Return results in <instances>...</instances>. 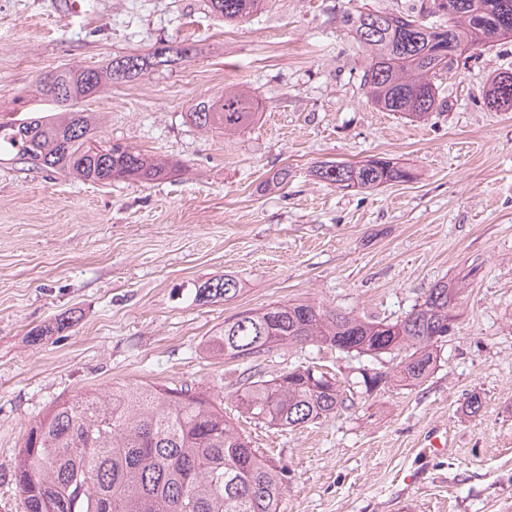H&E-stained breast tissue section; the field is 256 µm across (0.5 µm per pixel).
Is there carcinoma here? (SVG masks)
Masks as SVG:
<instances>
[{
	"label": "carcinoma",
	"mask_w": 512,
	"mask_h": 512,
	"mask_svg": "<svg viewBox=\"0 0 512 512\" xmlns=\"http://www.w3.org/2000/svg\"><path fill=\"white\" fill-rule=\"evenodd\" d=\"M448 21L428 24L436 0H419L404 14L362 7L342 10V24L369 52L361 75L366 99L383 112L412 122L442 112V80L456 73L462 49L512 41V0H453ZM227 25L260 10L261 0H209ZM191 46L171 41L147 53L115 55L104 66L57 68L39 80L53 112H23L0 119V155H14L40 170L83 182L153 183L176 177L177 162L154 159L97 132L94 113L81 102L103 87L142 77L187 59ZM485 99L512 110V72L490 80ZM259 111L251 94L224 89L198 100L187 121L205 131L236 133ZM321 180L345 190L410 182L413 170L383 157L357 163L327 162ZM461 285L440 281L421 303L395 322L311 304H284L242 312L206 340V349L228 359L253 358L274 347L312 345L357 356L401 353L400 379L424 382L437 362L439 340ZM239 283L224 276L196 296L236 297ZM346 398L335 377L298 366L266 378L242 374L235 403L240 415L278 428L329 417ZM286 470L251 446L224 407L203 390L164 382H136L109 390L89 388L57 401L27 433L14 481L26 512H281Z\"/></svg>",
	"instance_id": "cac0c4a2"
}]
</instances>
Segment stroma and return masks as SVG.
I'll return each instance as SVG.
<instances>
[{
    "label": "stroma",
    "instance_id": "1",
    "mask_svg": "<svg viewBox=\"0 0 512 512\" xmlns=\"http://www.w3.org/2000/svg\"><path fill=\"white\" fill-rule=\"evenodd\" d=\"M412 2L267 0L228 26L208 0H91L83 20L54 0H0L1 115L50 110L44 72L165 40L195 47L84 104L104 138L181 163L179 176L97 185L0 156V512H24L14 467L31 423L80 390L133 380L223 400L286 468L283 512H512V111L484 102L492 76L512 70V42L472 50L442 86L451 110L428 123L379 111L360 86L368 54L338 10ZM232 85L258 99L254 124L226 136L187 123L199 97ZM373 156L417 180L348 191L313 174ZM225 275L236 298L196 301ZM450 280L466 283L457 327L417 386L393 379L390 355L281 346L249 362L205 348L244 311L301 302L394 321ZM62 318L67 329L32 338ZM308 364L353 386L348 407L284 430L237 416L249 366L272 377ZM365 372L386 380L365 391ZM434 426L448 432L440 455L421 446ZM404 469L415 482L397 481Z\"/></svg>",
    "mask_w": 512,
    "mask_h": 512
}]
</instances>
